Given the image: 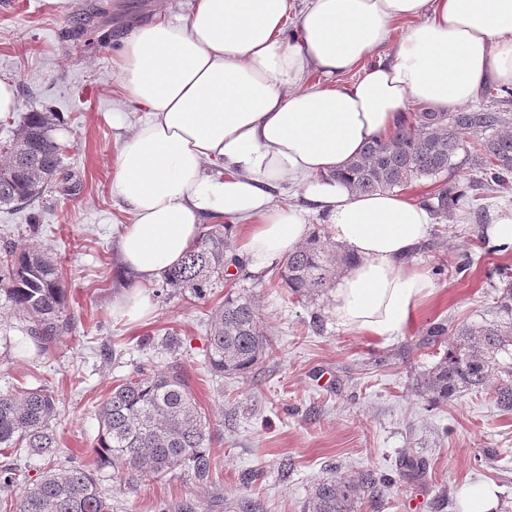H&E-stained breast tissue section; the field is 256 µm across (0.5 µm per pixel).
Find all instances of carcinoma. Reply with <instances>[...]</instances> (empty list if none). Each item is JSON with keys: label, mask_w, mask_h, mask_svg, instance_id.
<instances>
[{"label": "carcinoma", "mask_w": 512, "mask_h": 512, "mask_svg": "<svg viewBox=\"0 0 512 512\" xmlns=\"http://www.w3.org/2000/svg\"><path fill=\"white\" fill-rule=\"evenodd\" d=\"M485 96L492 97L493 104L454 112L421 108L390 136L368 142L339 177L359 194L401 188L421 177L437 178L454 166L464 135L472 133L481 136L476 159L480 183L506 186L512 177V113L501 104L512 102V87L489 86ZM53 127L46 113L31 112L3 145L7 160L0 164V207L32 203L52 185L68 180L63 147ZM463 197L444 186L427 205L434 215L445 217ZM351 260L315 230L288 252L279 276L299 298L322 297ZM243 265L230 225L208 224L181 263L164 272L159 288L203 299L226 280L229 267ZM505 277L497 308L506 320L460 328L448 351L420 377L419 392L431 403L491 385L497 405L512 411V274ZM0 304L19 316L25 336L43 350L73 330L58 264L40 250L10 246L0 254ZM273 353L254 296L244 289L227 291L206 336L210 369L220 376H244ZM58 416L59 400L43 386L1 392L0 455L17 460L55 456ZM98 419L96 464L111 467L115 478L139 473L162 477L176 468L202 478L210 473L212 462L205 450L209 426L176 366L120 380L100 404ZM19 472L14 462L0 465V488L16 486ZM391 483L370 470L323 477L313 484L304 512H359L363 502L381 497ZM0 512H112V502L94 470L54 466L27 482L16 499H0Z\"/></svg>", "instance_id": "carcinoma-1"}]
</instances>
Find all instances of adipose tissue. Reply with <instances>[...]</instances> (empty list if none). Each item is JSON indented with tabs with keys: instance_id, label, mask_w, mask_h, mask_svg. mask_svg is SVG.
<instances>
[{
	"instance_id": "obj_1",
	"label": "adipose tissue",
	"mask_w": 512,
	"mask_h": 512,
	"mask_svg": "<svg viewBox=\"0 0 512 512\" xmlns=\"http://www.w3.org/2000/svg\"><path fill=\"white\" fill-rule=\"evenodd\" d=\"M115 68L143 113L113 160L111 194L132 217L117 232L122 268L161 278L207 217L247 225L240 252L262 266L320 214L355 257L331 294L337 328L387 341L430 287L409 259L434 217L339 174L412 106L512 85V0H194L136 30ZM290 180L297 202L277 201Z\"/></svg>"
}]
</instances>
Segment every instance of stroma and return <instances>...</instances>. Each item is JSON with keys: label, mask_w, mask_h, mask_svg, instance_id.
<instances>
[{"label": "stroma", "mask_w": 512, "mask_h": 512, "mask_svg": "<svg viewBox=\"0 0 512 512\" xmlns=\"http://www.w3.org/2000/svg\"><path fill=\"white\" fill-rule=\"evenodd\" d=\"M109 7L105 22L80 39L70 22L89 2ZM187 13L191 0H0V76L17 85L20 108L0 119V144L25 114L51 112L54 136L64 144L67 188L56 187L30 205L0 208V250L28 246L61 265L76 330L39 351L19 317L0 308V391L43 386L60 402L57 465H93L97 410L117 380L142 367L177 362L210 424L206 451L214 469L206 479L179 469L164 479L141 474L119 481L111 469L98 477L112 493V512H159L181 503L189 512H303L312 485L328 473L352 476L371 469L396 484L361 512H460L468 483L495 485L498 512H512V411L491 391L465 392L440 404L419 395L415 383L447 345L430 340L436 323L448 328L496 323L494 284L512 271V251L489 252L486 231L512 210V185L474 189L479 173L467 136L453 169L441 181H413L402 193L426 200L447 183L478 200L436 219L412 257L434 284L406 330L388 341L338 329L330 298L299 299L265 267L240 269L234 283L214 286L205 299L170 292L156 297L141 321L112 308L131 291L134 276L121 269L112 226L128 216L110 192L111 161L126 129L112 125L127 108L112 72L124 41L152 23L166 5ZM253 294L275 352L246 376H217L205 364L211 309L229 286ZM413 451L426 465L419 479L399 477L396 464Z\"/></svg>", "instance_id": "35a3bbf8"}]
</instances>
